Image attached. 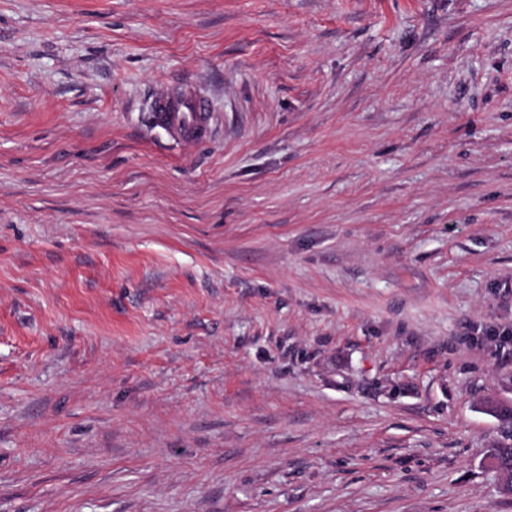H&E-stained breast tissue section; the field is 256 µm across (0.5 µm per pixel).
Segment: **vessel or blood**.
I'll list each match as a JSON object with an SVG mask.
<instances>
[{
    "label": "vessel or blood",
    "instance_id": "1",
    "mask_svg": "<svg viewBox=\"0 0 512 512\" xmlns=\"http://www.w3.org/2000/svg\"><path fill=\"white\" fill-rule=\"evenodd\" d=\"M153 118L172 136L185 142H204L211 134L213 114L205 95L180 91L159 96L154 102Z\"/></svg>",
    "mask_w": 512,
    "mask_h": 512
}]
</instances>
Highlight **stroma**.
Segmentation results:
<instances>
[{
	"label": "stroma",
	"instance_id": "35a3bbf8",
	"mask_svg": "<svg viewBox=\"0 0 512 512\" xmlns=\"http://www.w3.org/2000/svg\"><path fill=\"white\" fill-rule=\"evenodd\" d=\"M492 324L512 0H0V512H512ZM153 118L176 139L197 143L209 139L213 113L205 95L182 90L159 96L154 102ZM491 459L501 476V488H507L512 483V445L502 443L492 448Z\"/></svg>",
	"mask_w": 512,
	"mask_h": 512
}]
</instances>
